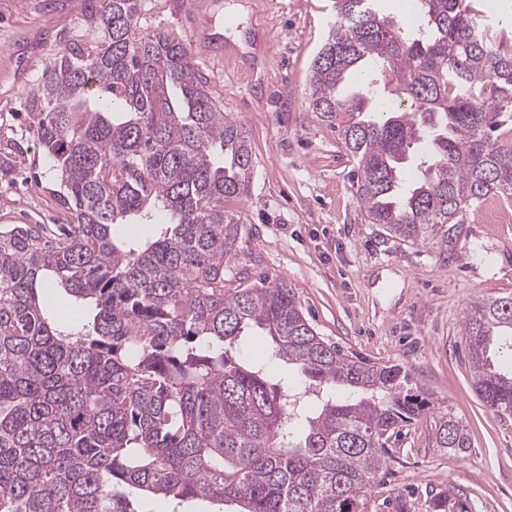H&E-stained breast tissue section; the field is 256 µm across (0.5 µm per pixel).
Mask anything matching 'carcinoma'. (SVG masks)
I'll return each instance as SVG.
<instances>
[{
    "label": "carcinoma",
    "instance_id": "1",
    "mask_svg": "<svg viewBox=\"0 0 512 512\" xmlns=\"http://www.w3.org/2000/svg\"><path fill=\"white\" fill-rule=\"evenodd\" d=\"M99 43L70 46L31 91L41 145L72 224L0 229V512H133L149 493L236 512H364L397 449L426 413L408 371L326 341L295 288H226L248 192L244 125L224 117L186 45L139 31L142 0H84ZM336 26L309 73L308 111L356 161L368 223L453 258L464 212L512 202V53L491 44L466 0H416L418 32L377 0H335ZM396 103L368 118L377 88L344 94L364 68ZM414 165L421 175L402 178ZM119 224H156L138 249ZM89 301L92 324L63 330L52 290ZM260 330L271 357L305 381L276 380L232 354ZM472 385L512 416V294L463 316ZM434 447L469 448L451 412Z\"/></svg>",
    "mask_w": 512,
    "mask_h": 512
}]
</instances>
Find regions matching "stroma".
I'll list each match as a JSON object with an SVG mask.
<instances>
[{"label": "stroma", "instance_id": "1", "mask_svg": "<svg viewBox=\"0 0 512 512\" xmlns=\"http://www.w3.org/2000/svg\"><path fill=\"white\" fill-rule=\"evenodd\" d=\"M335 21L332 0H143L140 14L142 31L184 41L225 118L249 132V192L224 202L242 221L227 287L242 273L286 281L320 336L401 365L467 429V452L451 459L433 448L427 420L411 424L367 512H430L440 492L468 512H512V417L476 394L462 336L469 302L512 294V223L485 224L470 209L465 248L448 260L366 222L354 159L306 106L311 62ZM96 40L82 0H0V225L72 223L27 100L55 55Z\"/></svg>", "mask_w": 512, "mask_h": 512}]
</instances>
